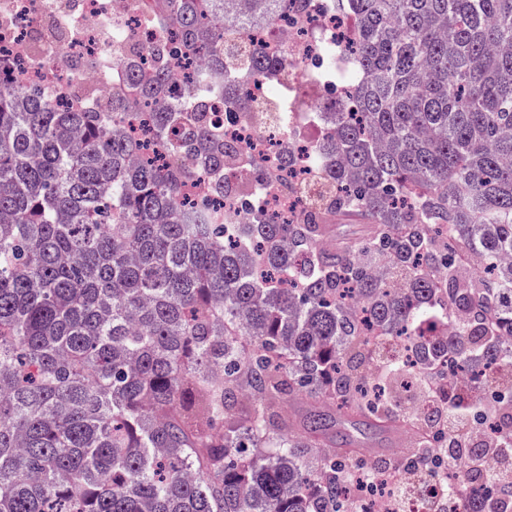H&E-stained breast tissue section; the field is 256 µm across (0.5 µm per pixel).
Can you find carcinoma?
<instances>
[{"label":"carcinoma","instance_id":"cac0c4a2","mask_svg":"<svg viewBox=\"0 0 512 512\" xmlns=\"http://www.w3.org/2000/svg\"><path fill=\"white\" fill-rule=\"evenodd\" d=\"M225 0H155L164 37L112 55V111L60 107L0 79V512H362L343 427L404 426L438 380L441 412L402 464L437 472L470 447L512 448V0H334L356 35L313 120L321 189L285 222L260 205L226 224L235 175L269 185L204 104L247 112L288 52L241 53ZM272 29L310 0H236ZM179 57L209 71L176 88ZM73 77L90 56L60 60ZM138 104L150 137L125 124ZM206 182L205 193L187 189ZM372 225L336 246L335 217ZM466 248L489 262L465 276ZM409 360L366 378L365 331ZM315 401L295 426L286 396ZM441 484L452 512H500L497 469Z\"/></svg>","mask_w":512,"mask_h":512}]
</instances>
